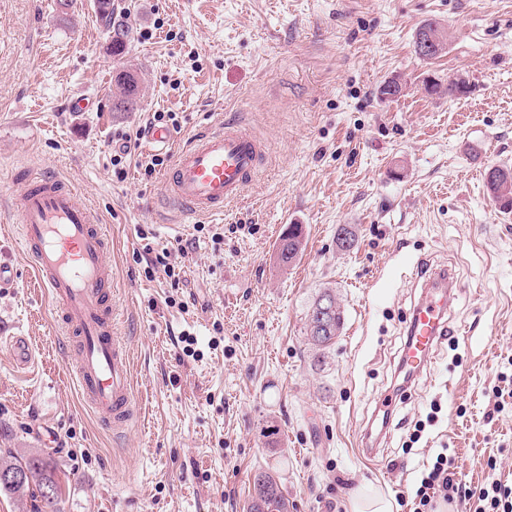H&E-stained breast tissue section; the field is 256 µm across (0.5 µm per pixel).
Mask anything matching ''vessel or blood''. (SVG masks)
<instances>
[{"mask_svg": "<svg viewBox=\"0 0 512 512\" xmlns=\"http://www.w3.org/2000/svg\"><path fill=\"white\" fill-rule=\"evenodd\" d=\"M153 147L172 149L162 182L168 199L185 215L223 214L247 191L266 154L256 136L238 123L218 121L174 146L172 133L151 129ZM17 210L23 245L35 279L51 299L73 353L72 378L81 403L113 433L126 432L139 409L132 388L127 345L118 333L109 236L99 214L74 186L46 174L17 177ZM448 273L424 285L408 323L401 359L417 372L448 333Z\"/></svg>", "mask_w": 512, "mask_h": 512, "instance_id": "obj_1", "label": "vessel or blood"}]
</instances>
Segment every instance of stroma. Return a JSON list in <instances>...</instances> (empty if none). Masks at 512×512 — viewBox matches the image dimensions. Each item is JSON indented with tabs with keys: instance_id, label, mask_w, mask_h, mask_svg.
Here are the masks:
<instances>
[{
	"instance_id": "stroma-1",
	"label": "stroma",
	"mask_w": 512,
	"mask_h": 512,
	"mask_svg": "<svg viewBox=\"0 0 512 512\" xmlns=\"http://www.w3.org/2000/svg\"><path fill=\"white\" fill-rule=\"evenodd\" d=\"M131 31L108 50L94 0H0V174L45 172L79 188L111 240L118 330L142 424L116 435L79 402L51 304L22 255L0 181V329L28 337L34 361L0 349V452L49 460L62 512H249L256 476L279 478L290 512H347L363 485L408 504L435 452L471 488L512 486V214L486 168L512 164V0H114ZM445 49L415 52L423 24ZM136 105L112 108L119 75ZM464 76L466 94H448ZM402 92L382 95L388 81ZM439 83L428 93L426 82ZM95 101L70 112L73 95ZM175 113L185 141L216 120L267 144L261 172L220 217H184L160 173L112 156L122 135L150 160L146 129ZM303 250L277 260L289 225ZM355 227L356 246L336 247ZM221 233L213 242V233ZM168 251L172 285L150 254ZM446 267L449 333L400 384L405 318L420 267ZM335 289L345 321L326 362L307 348L309 308ZM195 338L186 355L182 334ZM394 396L388 422L377 410ZM441 407L413 448L431 404ZM54 433L53 447L35 433Z\"/></svg>"
}]
</instances>
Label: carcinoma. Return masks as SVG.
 <instances>
[{
	"label": "carcinoma",
	"mask_w": 512,
	"mask_h": 512,
	"mask_svg": "<svg viewBox=\"0 0 512 512\" xmlns=\"http://www.w3.org/2000/svg\"><path fill=\"white\" fill-rule=\"evenodd\" d=\"M96 12L103 23L106 32H116L117 39L113 41L112 55L120 56L125 53L129 39L123 24L113 19L114 5L112 0H98ZM499 179L493 184L486 185L489 196L499 202L500 212L512 213V166L498 165ZM302 231L298 224L288 226L281 238L278 248V259L282 266L292 264L302 251ZM329 304L327 313L329 331L319 335L315 322L324 304ZM343 311L336 299V292L325 288L319 292L310 306L306 322V339L315 364L324 362L328 351L336 344V337L341 329ZM1 472H22L24 481L16 484H0V491H8L18 496L29 495L40 498L47 512H60L58 483L53 470L46 460L38 455L0 457ZM288 497L283 493L276 477L270 473H261L254 481V496L250 504V512H288Z\"/></svg>",
	"instance_id": "1"
}]
</instances>
